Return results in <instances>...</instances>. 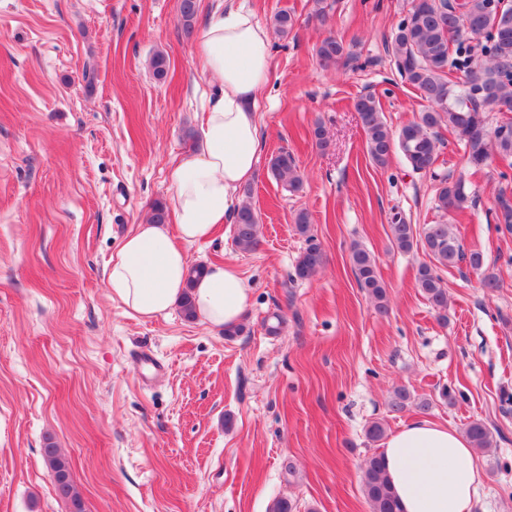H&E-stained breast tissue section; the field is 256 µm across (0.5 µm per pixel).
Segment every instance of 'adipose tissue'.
<instances>
[{"instance_id":"obj_1","label":"adipose tissue","mask_w":512,"mask_h":512,"mask_svg":"<svg viewBox=\"0 0 512 512\" xmlns=\"http://www.w3.org/2000/svg\"><path fill=\"white\" fill-rule=\"evenodd\" d=\"M270 45L268 29L237 0H221L203 23L196 56L218 85L200 120L196 150L168 168L173 223L137 225L108 266L112 297L132 317L166 315L188 293L209 326L239 324L250 299L246 280L222 263L188 283L185 248L233 223L240 191L255 175L262 147L256 112L270 83ZM383 458L402 512H472L481 471L466 434L416 420L387 438Z\"/></svg>"}]
</instances>
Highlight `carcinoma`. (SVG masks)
<instances>
[{"label":"carcinoma","instance_id":"cac0c4a2","mask_svg":"<svg viewBox=\"0 0 512 512\" xmlns=\"http://www.w3.org/2000/svg\"><path fill=\"white\" fill-rule=\"evenodd\" d=\"M180 17L186 30H191L197 12V0H180ZM274 31L288 36L294 28L293 17L286 11L271 20ZM394 64L401 80L411 86L426 102L418 117L394 131L384 120L380 101L373 94L354 100L366 135L371 161L385 167L393 154H400L415 172L430 170L437 158L438 129L447 127L464 143L467 163L480 168L491 156L512 168V7L497 14L490 0H448L436 5L435 0H412L407 15L391 36ZM351 53L343 42L333 36L324 38L317 49L324 68L338 66ZM462 73L464 83L456 81ZM502 113L501 120L490 129L485 120V107ZM272 174L297 192L303 179L294 157L281 151L271 157ZM438 208L448 214L461 212L470 200L464 181L439 180L436 189ZM497 228L512 233V188L499 187L491 209ZM259 218L247 200L242 202L234 224V242L243 251L259 245ZM295 228L305 238L306 246L295 266V275L308 280L318 274L325 255L311 234L310 217L304 210L295 216ZM393 247L409 252L420 247L438 265L455 267L466 264L480 273L483 288L494 291L500 287L498 277L484 269L479 251H465L449 224H427L417 233L413 225L401 217L390 224ZM353 270L360 288L374 302L375 309L388 311L386 288L376 260L359 244L350 248ZM417 285L424 298L438 311L448 307V291L436 270L424 263L417 270ZM414 407L421 413L431 408L426 399H415L404 388L393 390L390 408L402 412ZM465 434L473 448L482 452L491 446V431L480 420L466 425ZM44 461L53 474L57 495L70 506V512H84L82 496L72 474L70 459L52 442L43 448ZM362 485L370 512H401L399 502L385 476L382 455L369 456L363 467Z\"/></svg>","mask_w":512,"mask_h":512}]
</instances>
